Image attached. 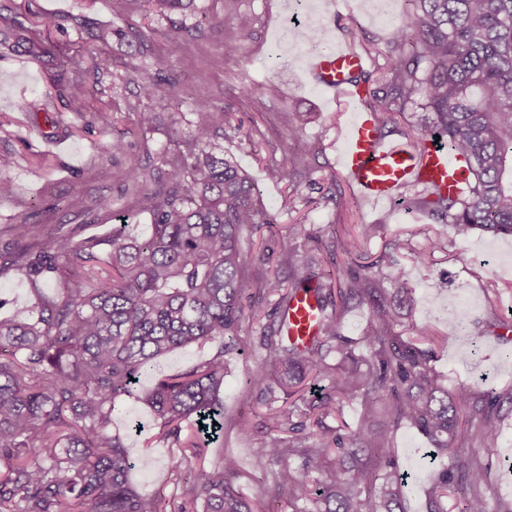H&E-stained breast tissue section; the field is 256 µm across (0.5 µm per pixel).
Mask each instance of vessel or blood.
Segmentation results:
<instances>
[{
  "instance_id": "obj_1",
  "label": "vessel or blood",
  "mask_w": 512,
  "mask_h": 512,
  "mask_svg": "<svg viewBox=\"0 0 512 512\" xmlns=\"http://www.w3.org/2000/svg\"><path fill=\"white\" fill-rule=\"evenodd\" d=\"M367 61L351 48H336L315 58L310 69L317 85L324 91L347 98L351 120L339 138L338 165L373 203L393 200L410 183L435 180L446 185L458 178L459 161L447 149L425 143L422 155L380 137V120L375 113L361 109V97L351 77L364 69ZM320 329V310L312 296L300 293L288 311L289 341L305 345Z\"/></svg>"
}]
</instances>
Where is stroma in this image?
<instances>
[{
    "mask_svg": "<svg viewBox=\"0 0 512 512\" xmlns=\"http://www.w3.org/2000/svg\"><path fill=\"white\" fill-rule=\"evenodd\" d=\"M186 15L144 16L116 10L111 0H0V13L18 9L56 20V27L37 36L42 53L28 43L0 48V153L12 155L13 166L0 177L13 186L0 198V257L13 248L10 227L23 220L63 227L75 240L106 236L118 214L134 215L139 231L149 218L135 197L121 194L113 173L119 168L160 166L178 152L173 132L189 119L196 100L217 110L232 112L242 125L244 139L216 136L215 145L245 171L258 188L270 220L254 233V240L285 233L302 223L307 231L322 232L327 248L347 240L357 224H378L377 237L358 241L356 264L370 265V274L383 280L388 271L383 254L394 253L403 267L414 303L404 311L401 331L406 336L428 330L447 339L437 348L433 365L449 386L483 381L497 388L512 387V236L477 230L468 238L454 236L450 225L411 209L404 198L375 207L365 202L337 165L336 137L350 119L344 99L324 94L306 66L308 56L328 53L336 45L354 50L371 48L367 73L383 66L388 17L401 16L406 0H391L388 16H381L369 0H313L308 10L321 38L309 43L306 33H289L284 0H238L240 12L255 23L238 57L225 59L224 35L234 20L222 0H195ZM132 27L145 32L144 42L117 37L100 40V26ZM182 49L168 55V40ZM107 56L111 73L97 74L93 61ZM159 84L151 99L140 94L146 75ZM177 88H170V81ZM104 93L108 106L77 114L65 105L70 86ZM25 99L30 109L18 112L14 104ZM147 107L159 123L127 153L110 155L106 144L123 131H135L137 108ZM310 120L300 137L289 139L298 113ZM276 161L288 168H306L309 177L287 184L270 181L266 165ZM112 199L111 210L96 208V197ZM444 239V250L431 256L422 251L430 236ZM327 248L318 252L315 271L330 268ZM467 317L468 332L460 334L458 317ZM258 362L251 351L225 357L224 439L208 446L205 464L230 454L236 457L242 493L260 499L272 482L275 464L265 471L253 466V450L270 432L269 407L246 400V376ZM246 416L249 435L238 433L234 419ZM113 428L127 437L135 466L130 479L139 492L173 495L167 462L175 450L160 438L151 409L126 400L113 417ZM427 440L414 428L395 431L390 451L411 475L408 512H424L429 475L435 469Z\"/></svg>",
    "mask_w": 512,
    "mask_h": 512,
    "instance_id": "obj_1",
    "label": "stroma"
}]
</instances>
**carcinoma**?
<instances>
[{"mask_svg": "<svg viewBox=\"0 0 512 512\" xmlns=\"http://www.w3.org/2000/svg\"><path fill=\"white\" fill-rule=\"evenodd\" d=\"M161 16L183 14L194 0L135 2ZM224 39L225 56L253 19L236 11ZM410 8L388 27L385 64L369 89L372 111L402 114L419 107L431 126L412 140L419 150L440 136L465 162L454 188L431 182L410 206L452 225L465 239L477 228L512 235V0H407ZM104 105L80 85L67 107L89 112ZM188 131L176 132L180 151L157 171L132 167L115 174L123 193L138 197L150 216L149 232L127 219L112 234L80 241L43 224L10 226L15 250L0 275L20 273L40 297L36 309H16L0 319V512H275L255 504L237 486L231 455L186 475L196 439L224 435V354L253 350L246 394L262 402L276 391L290 402L276 408L277 432L254 449L257 462L279 464L269 500L291 512H407L409 474L388 451L403 425L422 434L448 457L434 472L425 512H512L493 477L502 417L512 413V388H448L432 365L441 336L418 345L395 331L396 314L378 282L352 263L296 278L289 287L276 275L246 273L244 242L267 223L256 186L230 160L215 153L214 135L233 125L230 113L196 101ZM286 183L295 171L266 167ZM322 237L304 228L288 231L266 249L281 265L309 264ZM393 298L411 301L401 268L389 260ZM313 293L321 332L298 347L285 336V314L300 291ZM278 299L269 323L255 330L244 299ZM365 304L361 336L338 332L351 303ZM213 351L189 368L157 380L145 392L140 378L162 356L188 346ZM337 352V363L329 362ZM329 378L332 389L315 400L290 390L305 374ZM132 398L154 412L163 438L182 453L167 468L177 493H138L129 480L132 462L112 415ZM358 401L354 430L329 427L345 401ZM193 437H182L183 423ZM291 436L285 438L281 433Z\"/></svg>", "mask_w": 512, "mask_h": 512, "instance_id": "cac0c4a2", "label": "carcinoma"}]
</instances>
